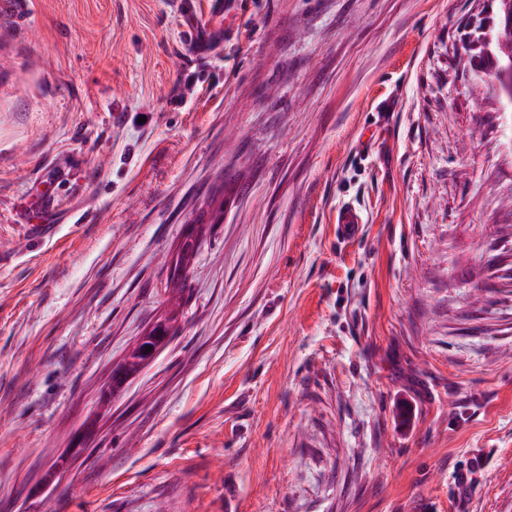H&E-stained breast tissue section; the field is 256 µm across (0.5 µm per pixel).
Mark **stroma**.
I'll return each instance as SVG.
<instances>
[{
	"label": "stroma",
	"instance_id": "obj_1",
	"mask_svg": "<svg viewBox=\"0 0 512 512\" xmlns=\"http://www.w3.org/2000/svg\"><path fill=\"white\" fill-rule=\"evenodd\" d=\"M223 2H0V512H512L501 0ZM336 222L338 236L346 240L357 234L359 224H362V216L354 207L347 205L338 211Z\"/></svg>",
	"mask_w": 512,
	"mask_h": 512
}]
</instances>
